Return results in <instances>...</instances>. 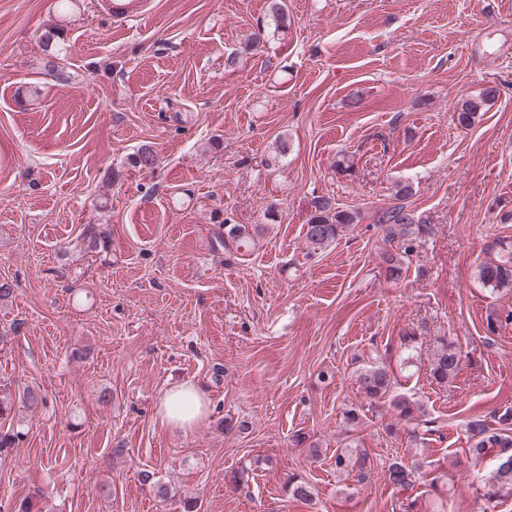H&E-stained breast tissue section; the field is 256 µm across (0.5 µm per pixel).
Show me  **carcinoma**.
Wrapping results in <instances>:
<instances>
[{
	"label": "carcinoma",
	"mask_w": 512,
	"mask_h": 512,
	"mask_svg": "<svg viewBox=\"0 0 512 512\" xmlns=\"http://www.w3.org/2000/svg\"><path fill=\"white\" fill-rule=\"evenodd\" d=\"M480 104L465 101L456 107V120L462 127L475 121ZM128 164L143 170L154 169L157 155L149 147H142L128 157ZM313 211L306 224L305 239L309 247L316 251L324 250L359 223L355 212L340 210L332 199L319 196L312 201ZM376 224L383 233L390 248L379 254L386 273L393 279L401 277L404 263L413 250L414 243L435 233L432 224H418L413 214L404 205H392L376 213ZM265 229L263 224H234L229 217L224 218L221 228L216 231L215 242L224 252L232 254L248 253L255 248ZM83 243L91 252L100 253L105 249V236L95 225H88L82 234ZM487 258L477 267V277L483 287L493 292L512 288V241L505 237H495L486 245ZM462 354L456 346L446 341L440 343L439 352L430 363V376L440 386H446L461 366ZM357 382L360 385L369 408L379 409L389 405L394 410L395 422L389 423L385 432L391 436L397 426L405 423L414 428L429 427L426 407L416 399L398 391V379L387 362H369L357 369ZM23 408L34 411L44 404L45 397L35 387H26L19 396ZM470 447L467 459L477 465L487 457L495 459V467L489 477L481 480L479 495L494 509L499 502L512 496V408L505 409L492 419L475 415L466 422ZM336 471L363 483L372 475V463L366 451L359 448H346L336 455ZM422 469V463L414 459L406 466L398 461L391 463L386 471L387 481L400 488L413 484L415 474ZM288 494L299 500L312 497L311 486L298 474L288 477Z\"/></svg>",
	"instance_id": "cac0c4a2"
}]
</instances>
